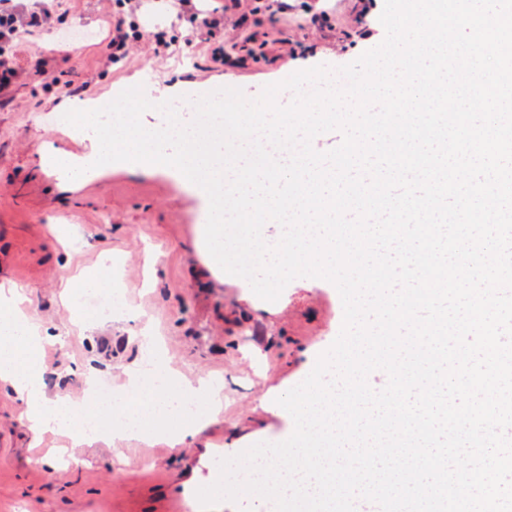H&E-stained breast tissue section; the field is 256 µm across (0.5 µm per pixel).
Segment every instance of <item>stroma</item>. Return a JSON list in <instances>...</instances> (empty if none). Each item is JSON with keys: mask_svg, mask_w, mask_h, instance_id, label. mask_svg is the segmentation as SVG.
<instances>
[{"mask_svg": "<svg viewBox=\"0 0 512 512\" xmlns=\"http://www.w3.org/2000/svg\"><path fill=\"white\" fill-rule=\"evenodd\" d=\"M383 4L288 0L287 23L271 25L261 10L252 41L240 43L250 4L224 0V43L246 57L245 67L217 71L189 46L157 55L141 43L117 71L105 55L113 0H40L47 21L18 63L25 69L54 50L49 80L24 73L11 103L0 106V285L24 291L29 314L49 336L40 355L54 377L46 392L83 399L91 371L131 399L126 371L157 346L182 382L218 379L224 389L202 406L185 444L107 436L85 447L82 464L63 466L66 439L33 435L19 398L0 385V512H170L171 488L211 484L218 459L292 434L293 419L276 399L307 377L343 322L329 281L295 279L270 303L225 273L205 246L208 198L177 172L116 163L74 183L53 168L48 153L81 161L91 151L89 139L48 121L68 101V86L95 101L137 85L149 98L163 85L181 98L231 87L252 100L296 71L336 69L377 46ZM92 269L107 270L122 304L84 324L64 285Z\"/></svg>", "mask_w": 512, "mask_h": 512, "instance_id": "stroma-1", "label": "stroma"}]
</instances>
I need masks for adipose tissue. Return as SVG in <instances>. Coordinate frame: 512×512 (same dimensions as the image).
I'll list each match as a JSON object with an SVG mask.
<instances>
[{"instance_id":"obj_1","label":"adipose tissue","mask_w":512,"mask_h":512,"mask_svg":"<svg viewBox=\"0 0 512 512\" xmlns=\"http://www.w3.org/2000/svg\"><path fill=\"white\" fill-rule=\"evenodd\" d=\"M21 301L18 290H0V384L19 396L33 432L54 430L69 438L71 456L80 455L84 445L103 438L111 415H120L123 435H147L166 415L188 413L192 394L215 397L220 393L219 388L204 381L194 387L179 385L160 360L156 363L160 385L121 407L98 406L88 398L68 403L48 398L43 390L42 369L36 362L43 342L42 329L21 309Z\"/></svg>"}]
</instances>
